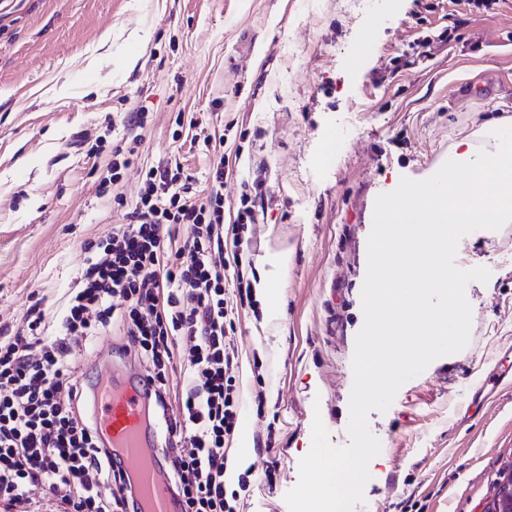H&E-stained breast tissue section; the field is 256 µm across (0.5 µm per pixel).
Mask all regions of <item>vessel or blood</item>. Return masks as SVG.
I'll use <instances>...</instances> for the list:
<instances>
[{"label":"vessel or blood","mask_w":512,"mask_h":512,"mask_svg":"<svg viewBox=\"0 0 512 512\" xmlns=\"http://www.w3.org/2000/svg\"><path fill=\"white\" fill-rule=\"evenodd\" d=\"M93 363L85 377L88 407L105 442L122 459L140 512H186L187 505L168 482L161 461L159 437L163 421L149 417L151 387L145 374L119 371L111 351L91 348ZM512 377V350L505 351L496 370L479 390L494 393Z\"/></svg>","instance_id":"1"}]
</instances>
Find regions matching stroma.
<instances>
[{
	"label": "stroma",
	"mask_w": 512,
	"mask_h": 512,
	"mask_svg": "<svg viewBox=\"0 0 512 512\" xmlns=\"http://www.w3.org/2000/svg\"><path fill=\"white\" fill-rule=\"evenodd\" d=\"M449 0H0V325L16 326L39 293L57 317L85 257L82 244L135 205L141 173L180 163L207 194L213 154L178 116L224 130V210L263 179L243 234L255 293L226 340L238 355L237 413L252 468L235 512H289L286 493L321 416L347 445L355 337L375 200L423 180L487 120L512 117V0L449 30ZM112 41L99 47L104 30ZM447 40H440V33ZM431 57L396 67L424 37ZM144 110L143 126L129 124ZM136 140L108 194L112 148ZM292 252L282 312L259 287L269 258ZM469 343L407 381L368 416L381 442L354 512H484L512 462V387L474 400L512 347V224L465 235Z\"/></svg>",
	"instance_id": "stroma-1"
}]
</instances>
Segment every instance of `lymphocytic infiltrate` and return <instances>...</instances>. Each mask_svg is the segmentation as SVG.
<instances>
[{"label": "lymphocytic infiltrate", "instance_id": "obj_1", "mask_svg": "<svg viewBox=\"0 0 512 512\" xmlns=\"http://www.w3.org/2000/svg\"><path fill=\"white\" fill-rule=\"evenodd\" d=\"M210 180L201 198L181 165L145 170L132 211L105 239L85 244L86 266L57 332L49 333L37 300L14 334L0 336V512L34 494L57 501L62 512H138L123 462L85 415L84 385L70 366L80 342L115 325L148 367L153 412L168 410L174 352L182 350L181 409L167 425L178 446L166 456V473L187 512H234L224 441L236 427L235 354L224 336L235 310L253 303L242 233L255 221L264 183L242 193L228 254L223 162H214ZM179 224L191 233L173 248ZM105 484L108 499L100 492Z\"/></svg>", "mask_w": 512, "mask_h": 512}]
</instances>
